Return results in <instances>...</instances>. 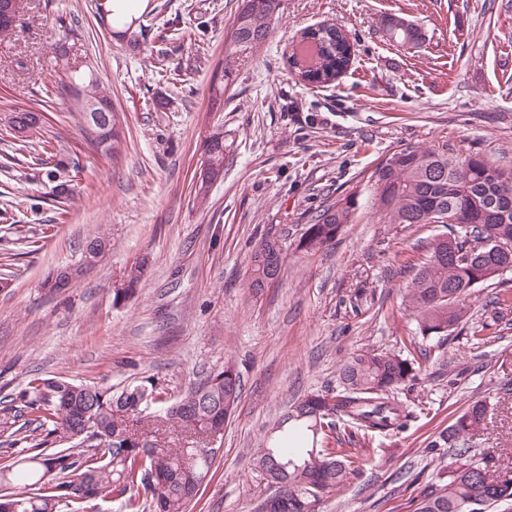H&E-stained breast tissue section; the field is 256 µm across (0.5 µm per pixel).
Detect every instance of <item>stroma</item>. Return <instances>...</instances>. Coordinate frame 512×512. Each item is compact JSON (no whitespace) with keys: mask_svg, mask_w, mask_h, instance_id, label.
<instances>
[{"mask_svg":"<svg viewBox=\"0 0 512 512\" xmlns=\"http://www.w3.org/2000/svg\"><path fill=\"white\" fill-rule=\"evenodd\" d=\"M242 0H139L148 28L141 50L100 27L94 0H26L15 34L0 36V115L44 113L79 162L70 202L45 198L29 154L0 169V196L40 200L37 221L20 216L38 249L14 248L0 289V398L35 376L114 385L159 382L180 397L225 363L242 396L193 512H254L270 487L255 464L274 422L312 392L336 388L342 365L367 349H427L401 397L413 419L401 432L356 439L363 471L323 498L318 512H414L421 493L453 458L428 451L470 400L512 406V308L491 338L470 325L491 315L512 272L473 289L468 323L444 341L422 340L404 288L422 247L444 224L382 223L372 173L404 148L447 149L512 167V0H283L264 43L214 101L225 34ZM208 27L195 32L197 13ZM397 14L423 35L415 48L386 44L381 20ZM74 19L64 38L57 18ZM348 32L354 59L335 83L313 88L287 62L302 30ZM65 42L66 60L55 51ZM187 74L157 69L159 52ZM93 69L124 120L118 161L88 150L60 84L64 68ZM170 99L157 112L153 97ZM223 129L224 174L197 196L203 145ZM355 195L358 207L333 245L300 249L324 202ZM103 233L110 250L71 287L44 281L78 260ZM267 239L286 256L282 278L249 287L251 257ZM136 293L114 285L140 258Z\"/></svg>","mask_w":512,"mask_h":512,"instance_id":"1","label":"stroma"}]
</instances>
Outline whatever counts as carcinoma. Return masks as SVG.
<instances>
[{"label":"carcinoma","instance_id":"1","mask_svg":"<svg viewBox=\"0 0 512 512\" xmlns=\"http://www.w3.org/2000/svg\"><path fill=\"white\" fill-rule=\"evenodd\" d=\"M133 0H96L95 18L137 49L146 41L142 17L133 13ZM281 0H243L231 27L235 54L224 57L223 77L229 79L237 63L248 58L270 34ZM384 41L396 47H416L421 30L407 19L391 15L382 20ZM348 38L334 25L309 28L292 45L290 65L302 80L325 84L336 80L350 61ZM74 100L80 133L95 151L119 159L125 137L118 112L112 126L101 129L93 113L82 108L94 98L110 101L109 92L93 73L72 74L63 85ZM6 132L23 139L11 143L0 157L27 151L40 165L47 194L62 204L72 199L79 163L68 157L58 135L29 110L10 111ZM227 147L224 133L204 144L198 196L224 173ZM373 172L376 207L387 224H427L438 209L454 217L452 232L436 236L406 286L405 299L420 337L441 339L468 318L466 299L478 285L512 265L506 254L464 262L482 242L512 240V207L496 205L501 187L512 181V168L479 155L453 158L446 152L406 148L392 154ZM348 195L322 206L306 228L300 247L316 251L333 244L356 210ZM38 213L39 204L23 194L0 210V220L15 213ZM142 259L131 267L115 298L132 295L145 271ZM283 266L281 245L264 241L252 257L249 287L259 292ZM421 364L399 351L369 349L355 354L339 370L336 391L310 393L283 414L273 430L306 434L305 449L292 451L279 438L257 449L256 465L278 469L288 479V496L275 512H317L323 497L343 486L359 470L360 458L344 448H324L337 424L364 438L403 430L411 418L399 399L401 387L412 381ZM240 375L231 364L210 373L198 386L177 399L166 397L159 384L111 386L75 383L63 377H36L15 396L0 400V444L8 447L0 458V512H84L86 504H118V512H187L209 476L216 454L201 450L214 430H224L241 399ZM495 407L485 399L472 401L453 423L428 444L455 449L439 482L421 495L414 512H484L507 505L512 512V469L501 467V455L472 454L475 436L493 418ZM179 425L193 441L176 447L161 444L163 427Z\"/></svg>","mask_w":512,"mask_h":512}]
</instances>
